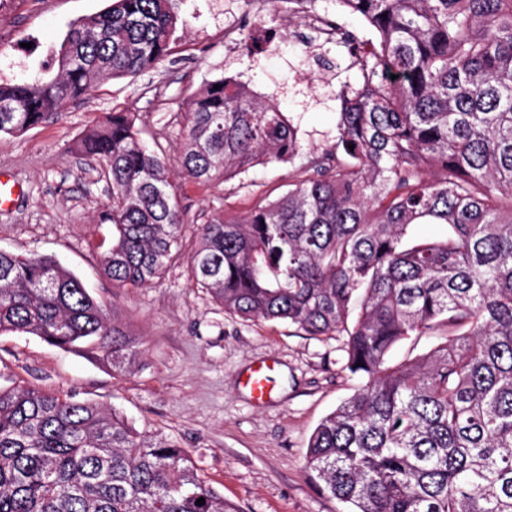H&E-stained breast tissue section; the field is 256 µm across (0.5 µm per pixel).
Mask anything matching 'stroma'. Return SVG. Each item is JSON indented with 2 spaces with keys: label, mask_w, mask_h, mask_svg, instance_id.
Listing matches in <instances>:
<instances>
[{
  "label": "stroma",
  "mask_w": 512,
  "mask_h": 512,
  "mask_svg": "<svg viewBox=\"0 0 512 512\" xmlns=\"http://www.w3.org/2000/svg\"><path fill=\"white\" fill-rule=\"evenodd\" d=\"M108 0H0V83L54 75L53 54L71 25L101 13ZM168 56L143 73L104 79L65 117L15 135H0V170L24 194L0 210V249L54 256L136 336L138 369L113 371L89 357L28 334H0V386L17 384L76 395L124 415L140 432H160L191 454L200 473L237 512H342L306 468L317 424L359 385L342 369L340 338H311L285 322L244 321L194 284L185 263L140 289L118 288L101 270L94 223L108 201L98 163L75 155L73 143L113 108L136 112L146 141H159L175 172L185 212V238L216 211L241 216L287 193L306 178L307 162L333 142L336 93L359 72L345 44L308 52L313 30L294 23L287 6L254 12L249 0H178ZM240 23L233 44L224 28ZM275 34L271 48L251 49L255 32ZM246 82L278 100L300 125L302 153L294 163L255 167L247 177L202 186L179 177L182 116L205 83ZM274 364V389L256 400L244 381Z\"/></svg>",
  "instance_id": "35a3bbf8"
}]
</instances>
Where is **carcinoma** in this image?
Segmentation results:
<instances>
[{
  "label": "carcinoma",
  "instance_id": "1",
  "mask_svg": "<svg viewBox=\"0 0 512 512\" xmlns=\"http://www.w3.org/2000/svg\"><path fill=\"white\" fill-rule=\"evenodd\" d=\"M177 0H112L72 24L58 72L0 84V134L65 115L101 79L170 52ZM373 29L362 84L337 93L312 174L242 217L215 213L182 252L163 145L115 108L71 151L101 164L119 288L189 276L242 319L344 336L355 392L314 429L310 478L346 512H512V0H336ZM221 88L214 89L215 85ZM182 174L218 185L293 163L298 130L234 78L184 114ZM442 224L441 239L414 238ZM446 341L393 364L401 341ZM26 333L128 371L135 339L54 258L0 250V334ZM200 498L202 505L196 504ZM0 512H237L173 439L72 395L0 387Z\"/></svg>",
  "mask_w": 512,
  "mask_h": 512
}]
</instances>
